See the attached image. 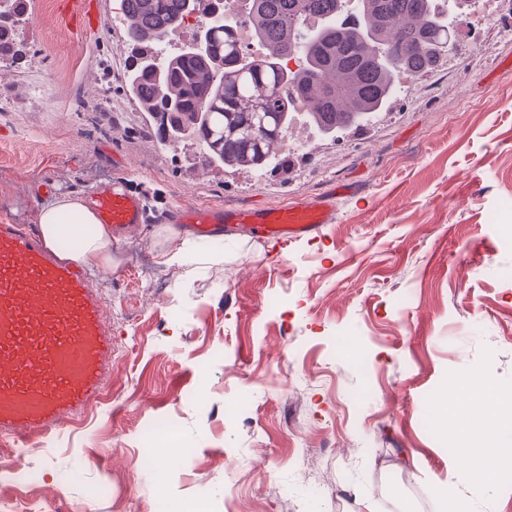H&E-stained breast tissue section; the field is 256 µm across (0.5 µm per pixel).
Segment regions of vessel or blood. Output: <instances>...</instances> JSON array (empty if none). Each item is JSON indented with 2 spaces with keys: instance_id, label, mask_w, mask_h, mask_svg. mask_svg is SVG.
<instances>
[{
  "instance_id": "b4317fda",
  "label": "vessel or blood",
  "mask_w": 512,
  "mask_h": 512,
  "mask_svg": "<svg viewBox=\"0 0 512 512\" xmlns=\"http://www.w3.org/2000/svg\"><path fill=\"white\" fill-rule=\"evenodd\" d=\"M100 223L123 235L148 223L145 196L120 180L89 188ZM335 217L332 196L281 206H169L162 221L196 233L249 225L254 239L288 242ZM112 363L106 305L83 272L60 260L23 224L0 223V439L25 442L62 431L99 397Z\"/></svg>"
}]
</instances>
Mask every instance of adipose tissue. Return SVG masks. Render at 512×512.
Returning a JSON list of instances; mask_svg holds the SVG:
<instances>
[{
  "instance_id": "obj_1",
  "label": "adipose tissue",
  "mask_w": 512,
  "mask_h": 512,
  "mask_svg": "<svg viewBox=\"0 0 512 512\" xmlns=\"http://www.w3.org/2000/svg\"><path fill=\"white\" fill-rule=\"evenodd\" d=\"M35 224L45 244L62 248L63 256L74 263L99 260L103 268L112 264V229L99 223L88 201L79 195H59L41 202ZM480 393L483 407L493 410L497 400L489 385L477 375H469L448 394L445 410L449 422L462 434L455 461L459 471L477 487L495 485L497 461L507 455L495 428L479 423L470 406L473 393Z\"/></svg>"
}]
</instances>
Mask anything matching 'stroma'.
<instances>
[{
    "label": "stroma",
    "mask_w": 512,
    "mask_h": 512,
    "mask_svg": "<svg viewBox=\"0 0 512 512\" xmlns=\"http://www.w3.org/2000/svg\"><path fill=\"white\" fill-rule=\"evenodd\" d=\"M30 2L22 57L0 64V97L28 106L0 112L1 221L33 223L44 199L115 176L155 214L184 200L353 193L317 238L286 245L176 224L116 240L111 269L90 276L110 317L111 377L55 447L0 441V512L24 490L15 470L36 477L24 490L34 512H155L168 493L206 498L207 512H439L441 484L473 512H512V457L499 460L496 488L471 487L451 467L460 434L438 416L452 373L512 392V0L458 35L456 59L410 80L374 125L334 141L294 122L309 146L261 176L190 171L140 123L124 33L111 25L119 0H95L101 25L84 38L64 0ZM185 238L186 265L162 264ZM341 331L351 352L335 351ZM239 392L250 402L225 417ZM160 418L185 451L150 472L139 437ZM102 476L108 495L88 501Z\"/></svg>",
    "instance_id": "1"
}]
</instances>
